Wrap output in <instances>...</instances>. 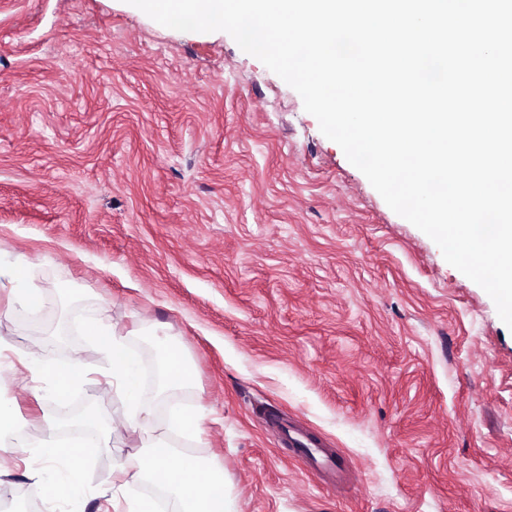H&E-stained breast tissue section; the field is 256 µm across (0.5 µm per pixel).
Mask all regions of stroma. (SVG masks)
<instances>
[{"label":"stroma","mask_w":512,"mask_h":512,"mask_svg":"<svg viewBox=\"0 0 512 512\" xmlns=\"http://www.w3.org/2000/svg\"><path fill=\"white\" fill-rule=\"evenodd\" d=\"M20 258L42 303L0 284V343L48 370L4 395L28 443L7 475L23 512H172L145 481L104 495L138 435L31 477L47 425L71 445L88 407L105 426L125 408L93 317L187 359L190 387L142 371L140 395L159 426L174 406L201 414L169 463L223 469L231 512H512V330L228 33L128 0H0V265ZM77 348L94 379L57 393ZM276 418L333 449L347 482L314 474Z\"/></svg>","instance_id":"obj_1"}]
</instances>
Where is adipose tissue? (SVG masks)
I'll return each mask as SVG.
<instances>
[{"mask_svg": "<svg viewBox=\"0 0 512 512\" xmlns=\"http://www.w3.org/2000/svg\"><path fill=\"white\" fill-rule=\"evenodd\" d=\"M88 335L93 336L103 348L112 352V382L123 389L126 395L125 411L113 417L112 435L105 438L100 434L101 423L94 412H87L81 424L91 431L92 447L103 452H111V438L141 431H155L156 436L146 452L140 457L135 472H128L125 463H118L119 480L113 483V495H120L126 484L127 474L162 485L165 493L174 499L178 512H224L223 499L217 498L215 491L224 485V473L219 469L205 470L200 460L189 458L182 461L178 468L172 469L167 460L172 453L170 433L195 434L198 424L196 416L186 414L183 409L175 408L163 431H156L153 412L138 395L135 364L129 356L125 344L118 339L115 327L90 321L86 326Z\"/></svg>", "mask_w": 512, "mask_h": 512, "instance_id": "obj_1", "label": "adipose tissue"}]
</instances>
